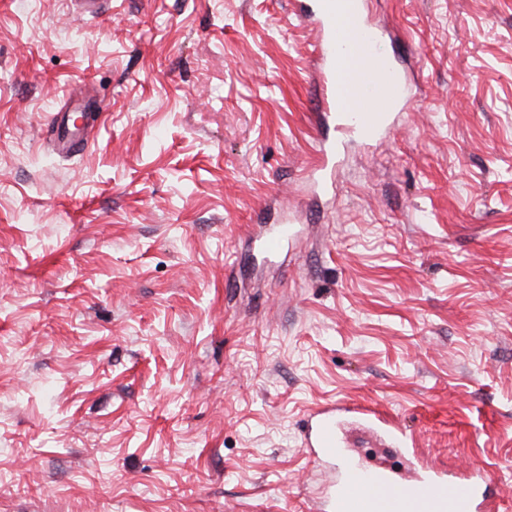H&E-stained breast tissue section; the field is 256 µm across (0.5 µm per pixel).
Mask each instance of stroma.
Returning <instances> with one entry per match:
<instances>
[{
  "label": "stroma",
  "mask_w": 512,
  "mask_h": 512,
  "mask_svg": "<svg viewBox=\"0 0 512 512\" xmlns=\"http://www.w3.org/2000/svg\"><path fill=\"white\" fill-rule=\"evenodd\" d=\"M98 2L0 0V512H312L335 401L413 441L347 415L360 467L512 512V0H367L412 90L320 199L298 0ZM53 123L56 131V141L60 144L63 140L69 139L74 143L86 142V132L84 129H80L75 125L73 121L71 123L68 115L63 120L56 114L53 118ZM264 226L265 228L259 239L264 249L270 254L279 253L285 242L292 239L295 235L294 224H291V221L287 219H281L278 224H264ZM343 409L336 403H326L310 414V426L305 444L309 454H318L316 448L330 457H336L337 417Z\"/></svg>",
  "instance_id": "35a3bbf8"
}]
</instances>
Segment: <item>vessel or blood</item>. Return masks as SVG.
I'll return each instance as SVG.
<instances>
[{
  "mask_svg": "<svg viewBox=\"0 0 512 512\" xmlns=\"http://www.w3.org/2000/svg\"><path fill=\"white\" fill-rule=\"evenodd\" d=\"M359 2L307 0L301 10L315 34L319 120L335 131L334 137H322L319 164L311 174L323 193L333 186L336 158L345 143L386 137L407 91L406 75L382 49L383 32L366 20ZM294 235L293 225L283 220L266 225L260 240L268 253L276 254ZM339 412L338 405L327 403L311 413L308 453L335 456ZM485 478L477 466L459 475L418 467L405 479L348 467L315 512H492L493 502L481 490Z\"/></svg>",
  "mask_w": 512,
  "mask_h": 512,
  "instance_id": "vessel-or-blood-1",
  "label": "vessel or blood"
}]
</instances>
